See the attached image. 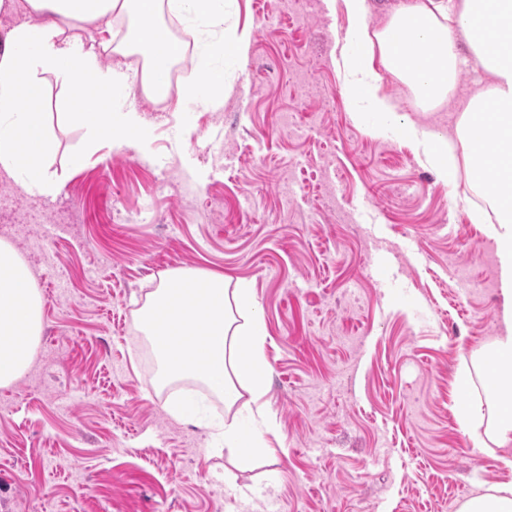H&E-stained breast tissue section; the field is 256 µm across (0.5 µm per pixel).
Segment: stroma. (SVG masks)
Here are the masks:
<instances>
[{
    "instance_id": "35a3bbf8",
    "label": "stroma",
    "mask_w": 512,
    "mask_h": 512,
    "mask_svg": "<svg viewBox=\"0 0 512 512\" xmlns=\"http://www.w3.org/2000/svg\"><path fill=\"white\" fill-rule=\"evenodd\" d=\"M341 0H224V104L175 117L174 67L158 102L131 87L146 151L101 135L78 170L84 127L64 121L48 78L41 109L63 187L27 193L0 172V223L34 272L43 335L0 389V512H455L512 483V446L477 447L456 411L457 373L500 329L488 211L466 171L448 187L402 131L348 112L339 67L354 27ZM406 120L456 139L454 95L433 110L381 72ZM253 289L265 322V400L275 427L241 459L216 424L248 421L199 381L160 385L137 329L172 271ZM192 395L201 420L168 412Z\"/></svg>"
}]
</instances>
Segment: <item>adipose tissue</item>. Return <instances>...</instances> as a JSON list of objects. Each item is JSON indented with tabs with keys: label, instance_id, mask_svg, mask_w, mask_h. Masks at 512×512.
I'll list each match as a JSON object with an SVG mask.
<instances>
[{
	"label": "adipose tissue",
	"instance_id": "ef3b65f1",
	"mask_svg": "<svg viewBox=\"0 0 512 512\" xmlns=\"http://www.w3.org/2000/svg\"><path fill=\"white\" fill-rule=\"evenodd\" d=\"M31 20L0 41V171L17 176L26 192L52 196L61 182L47 160L58 147L52 127L36 117L47 99L46 75L65 85L55 100L64 119L96 136L105 121L113 147L145 150L151 131L126 103V72L102 67L101 54L143 51L139 82L162 100L182 48L159 17L187 15L205 32L224 23V0H25ZM130 17L129 39L113 43L117 17ZM359 54L345 59L346 100L352 109L381 113L386 125L402 120L382 94L380 71L406 84L433 108L450 98L463 65L473 62L488 77L463 109L458 142L409 126L425 161L438 162L455 182V147L463 145L471 180L490 186L496 223L491 238L501 283V332L481 352L489 403L460 402L469 421L491 419V443L512 444V0H399L379 30H350ZM163 382L195 379L233 405L248 389L257 427H272L266 410V329L251 288L224 275L177 272L146 296L138 311ZM43 333L42 302L30 267L15 247L0 240V388L28 369Z\"/></svg>",
	"mask_w": 512,
	"mask_h": 512
}]
</instances>
